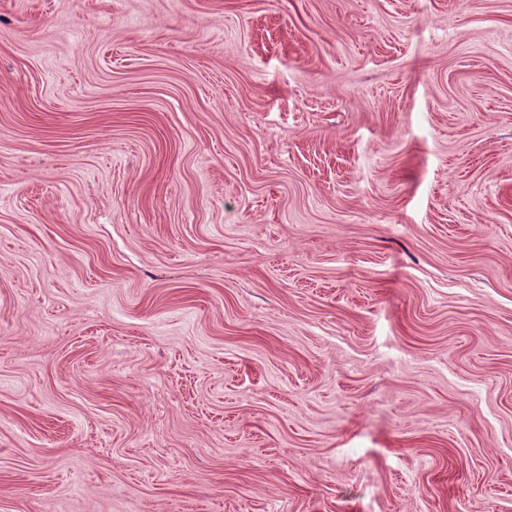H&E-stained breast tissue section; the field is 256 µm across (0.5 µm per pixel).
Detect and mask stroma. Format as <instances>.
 <instances>
[{"label":"stroma","instance_id":"stroma-1","mask_svg":"<svg viewBox=\"0 0 512 512\" xmlns=\"http://www.w3.org/2000/svg\"><path fill=\"white\" fill-rule=\"evenodd\" d=\"M0 512H512V0H0Z\"/></svg>","mask_w":512,"mask_h":512}]
</instances>
